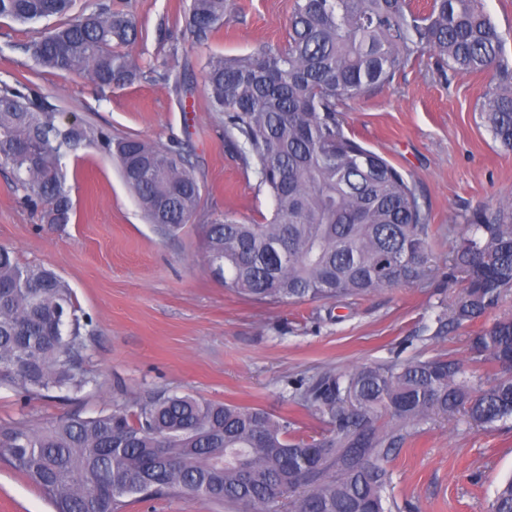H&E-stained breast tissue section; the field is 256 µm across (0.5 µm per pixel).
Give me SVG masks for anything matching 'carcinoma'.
Returning <instances> with one entry per match:
<instances>
[{
	"label": "carcinoma",
	"mask_w": 512,
	"mask_h": 512,
	"mask_svg": "<svg viewBox=\"0 0 512 512\" xmlns=\"http://www.w3.org/2000/svg\"><path fill=\"white\" fill-rule=\"evenodd\" d=\"M72 0H0V18L57 17L27 47L35 64L86 74L102 88L142 74L128 48L132 18L102 10L72 17ZM190 25L204 39L224 23V0H191ZM425 53L460 75L493 70L480 117L512 149V63L484 0H296L287 44L207 62L211 110L274 207L264 224L229 217L206 226L212 275L257 301H340L416 280L432 271L429 213L415 185L344 131V99L390 84ZM102 140L150 223L181 232L201 201L188 153L138 138L117 141L63 118L36 94L0 86V159L44 208L49 224L74 212L62 149ZM466 286L449 322L474 323L512 290V200L473 215L448 260ZM91 319L52 269L23 265L0 246V385L27 400L80 391ZM500 372L487 384L451 356L325 373L298 387L330 427L294 437L286 417L260 407L157 395L132 411L69 415L32 428L0 426V455L50 499L55 512H122L130 496H179L236 512H389L384 466L427 417L462 410L480 425L512 418V317L469 336ZM387 412L395 423L376 425ZM491 512H512V478Z\"/></svg>",
	"instance_id": "1"
}]
</instances>
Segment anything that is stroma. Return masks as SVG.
Masks as SVG:
<instances>
[{"instance_id": "35a3bbf8", "label": "stroma", "mask_w": 512, "mask_h": 512, "mask_svg": "<svg viewBox=\"0 0 512 512\" xmlns=\"http://www.w3.org/2000/svg\"><path fill=\"white\" fill-rule=\"evenodd\" d=\"M190 0H74L73 14L121 9L137 24L132 54L143 74L104 89L83 75L38 67L27 47L50 25L0 19V85L23 83L65 118L112 138L138 137L189 152L202 186L197 213L177 236L159 235L98 144L67 152L68 224H48L0 161V245L23 264L53 268L91 318L83 353L90 382L22 400L0 386V425L35 427L66 413L94 417L135 409L157 394L258 406L288 418L295 435L324 425L294 388L324 372L445 354L468 372L493 374L471 350L470 326L439 329L436 317L462 293L442 270L468 219L512 199V150L494 141L479 115L493 78L442 73L430 57L389 86L344 100L345 131L409 178L430 212L432 273L341 302L266 303L240 295L204 263L205 224L230 216L270 219L273 201L224 142V123L204 89L213 56L281 47L295 0H224V23L205 40L191 32ZM388 493L400 512H489L512 475V419L477 425L461 412L432 414L389 457ZM0 512H53L45 494L0 456ZM123 512H226L207 500L128 499Z\"/></svg>"}]
</instances>
